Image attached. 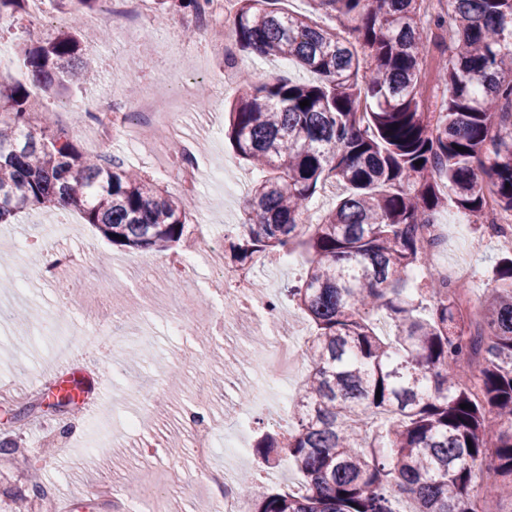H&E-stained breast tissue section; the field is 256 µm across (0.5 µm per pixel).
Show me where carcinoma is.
I'll list each match as a JSON object with an SVG mask.
<instances>
[{"instance_id":"obj_1","label":"carcinoma","mask_w":512,"mask_h":512,"mask_svg":"<svg viewBox=\"0 0 512 512\" xmlns=\"http://www.w3.org/2000/svg\"><path fill=\"white\" fill-rule=\"evenodd\" d=\"M154 2L200 21L211 0ZM277 2L237 0L238 50L295 61L316 80L242 85L228 137L266 177L226 240L240 265L257 253L307 265L284 292L314 324L309 371L292 427L253 446L267 466L287 457L307 493L271 488L251 512H398L408 495L415 512H477V470L483 500L512 506V259L468 332L456 292L432 276L426 290H408L428 258L421 228L438 208L478 216L490 191L512 212V0H447L450 10L430 16L454 31L437 112L421 78L427 0H310L312 12L334 13V28ZM26 15L27 0H0L8 26ZM87 43L78 27L24 43L25 81L0 87V223L64 200L116 247H170L183 238L186 204L114 156L85 155L31 109L34 90L92 79ZM328 181L347 193L312 223L304 215ZM378 311L393 335L376 332ZM368 415L367 431L357 422ZM31 489L6 512H35L48 493L36 479Z\"/></svg>"}]
</instances>
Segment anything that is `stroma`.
Masks as SVG:
<instances>
[{"label":"stroma","mask_w":512,"mask_h":512,"mask_svg":"<svg viewBox=\"0 0 512 512\" xmlns=\"http://www.w3.org/2000/svg\"><path fill=\"white\" fill-rule=\"evenodd\" d=\"M78 21L84 29L104 30L106 36L87 47L98 62L92 80L64 95L43 96L44 109L51 113L55 125L70 129L82 152L106 151L136 168L142 151L172 152L173 145L162 130L140 136L136 123L131 122L123 134L101 144L93 128L77 123L76 117L115 98L126 100L133 94L152 93L156 113L176 114L179 134L197 144V197L201 204L189 207L187 226L212 225L219 239L233 231L245 218L246 203L244 191L234 192L233 187L238 183L251 186L260 174L239 160L224 137L230 106L247 78L264 74L308 82L311 73L293 63L282 66L277 58L242 52L227 60L223 46L204 36L187 14L155 10L145 26L130 33L113 19L107 0H98L96 7L85 11ZM182 45L203 55L202 69L187 67L178 51ZM434 220L446 227L434 264L449 267L467 258L474 271L466 286L467 315L478 319L486 294L497 284L496 270L506 254L494 237L484 232L482 217L463 220L451 205L436 211ZM57 224L64 226V238L45 234L46 226ZM6 235L7 243L0 245V434L18 436L22 451L36 457L40 454L36 439L66 428L75 430L73 449L56 456L42 471V484L53 497L54 512H113L111 498L99 495L98 486L112 483L129 497L148 471L161 482L153 504L155 512H173L177 499L185 495L174 482L166 481L165 473L172 470L181 477L192 467L183 449L187 432L180 410L191 405L202 390L214 399L211 414L215 422L237 443L233 449L217 447L215 466L228 467L238 476L251 473L258 495L271 486L299 480L290 463L283 461L273 468L259 465L250 446L263 431H287L288 403L282 394L297 392L301 375L280 386L261 375L254 363L225 366L224 349L247 346L258 328L270 345L281 340L282 324L311 331L301 310L281 294L286 283L303 277L300 257L269 256L257 279L258 294L277 298L276 315L267 317L260 326L254 319H243L240 335L214 340L190 333L172 336L167 330L170 315L191 319L224 311V303L208 297L205 282L211 270L206 263L198 264L194 292L188 298L181 287L170 283L165 251L129 252L112 247L73 208H54L46 213L25 210ZM47 245L74 254L78 266L60 268L52 280L38 276ZM61 310L75 331H93L98 320L108 326L111 340L107 345L100 349L77 347L66 365L74 374L102 377L104 386L91 400L95 406L109 408L110 432H124L127 419L154 401V391L162 392L159 403L165 416L153 432L166 450L158 457H143L135 447L117 449L106 458L87 454L89 438L82 431L88 417L86 408L71 404L50 407L43 402V393L55 384L53 373L47 370L54 337L40 326L51 323ZM135 328L150 337V349H140L128 341V333ZM241 383L251 399L260 400L262 408L239 418L225 413L224 396L234 393Z\"/></svg>","instance_id":"1"}]
</instances>
